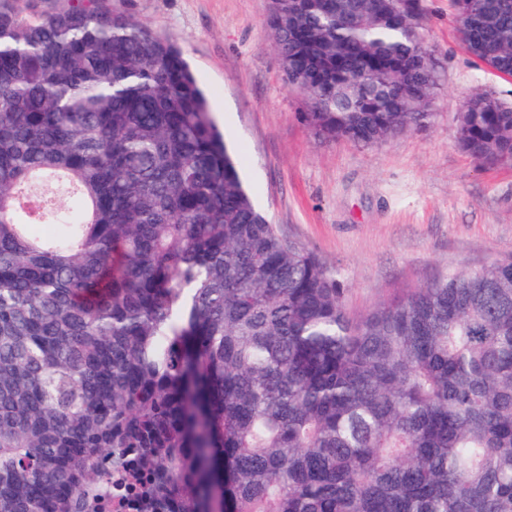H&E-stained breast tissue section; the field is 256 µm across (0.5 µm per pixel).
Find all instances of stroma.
Listing matches in <instances>:
<instances>
[{
	"instance_id": "1",
	"label": "stroma",
	"mask_w": 512,
	"mask_h": 512,
	"mask_svg": "<svg viewBox=\"0 0 512 512\" xmlns=\"http://www.w3.org/2000/svg\"><path fill=\"white\" fill-rule=\"evenodd\" d=\"M105 3L182 48L255 205L340 273L349 311L512 251V167L480 165L457 141L465 98L512 103V77L467 53L449 0L416 4L440 66L431 123L372 146L319 137L302 121L307 101L282 72L269 0Z\"/></svg>"
}]
</instances>
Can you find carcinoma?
I'll return each instance as SVG.
<instances>
[{"label":"carcinoma","instance_id":"obj_1","mask_svg":"<svg viewBox=\"0 0 512 512\" xmlns=\"http://www.w3.org/2000/svg\"><path fill=\"white\" fill-rule=\"evenodd\" d=\"M400 0H271L316 135L429 124L440 81ZM512 76V0H450ZM460 147L512 166V106ZM254 205L171 41L69 0H0V512H512V253L350 313Z\"/></svg>","mask_w":512,"mask_h":512}]
</instances>
